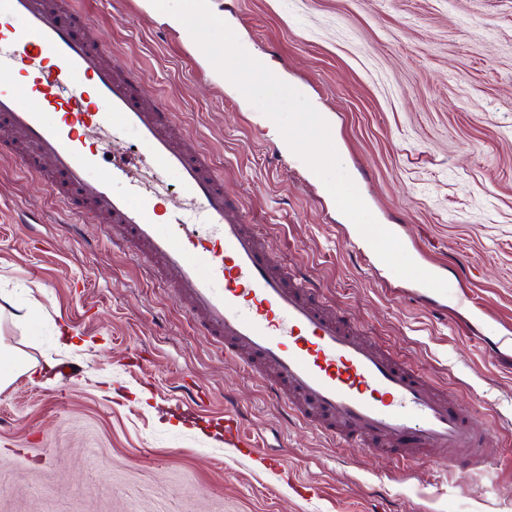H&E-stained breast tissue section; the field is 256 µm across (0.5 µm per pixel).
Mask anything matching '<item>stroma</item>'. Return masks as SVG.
I'll list each match as a JSON object with an SVG mask.
<instances>
[{
  "label": "stroma",
  "instance_id": "obj_1",
  "mask_svg": "<svg viewBox=\"0 0 512 512\" xmlns=\"http://www.w3.org/2000/svg\"><path fill=\"white\" fill-rule=\"evenodd\" d=\"M146 78L224 191L322 302L476 415L484 470L387 457L289 415L198 334L167 282L0 155V512H512V0H212L247 52L332 126L341 163L414 262L487 313L408 298L265 115L150 0H70ZM239 415L235 456L212 417ZM28 371L27 361L14 351L0 350V389L7 387L15 376Z\"/></svg>",
  "mask_w": 512,
  "mask_h": 512
}]
</instances>
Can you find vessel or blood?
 Returning a JSON list of instances; mask_svg holds the SVG:
<instances>
[{"label": "vessel or blood", "instance_id": "obj_1", "mask_svg": "<svg viewBox=\"0 0 512 512\" xmlns=\"http://www.w3.org/2000/svg\"><path fill=\"white\" fill-rule=\"evenodd\" d=\"M90 23L66 0H0V72L24 79L0 84V120L11 132L0 153L42 178L65 207L80 203L85 222L104 223L160 275H173V297L199 330L231 361L254 366L307 426L387 456L436 448L457 472L481 470L486 444L474 416L289 275L240 202L225 195L223 173L143 93L142 74L84 38ZM22 91L34 106L19 104ZM98 101L106 111L95 110ZM121 128L137 134L139 166L107 156L105 138ZM158 166L177 174L176 199L148 179ZM199 254L209 256V273L195 263Z\"/></svg>", "mask_w": 512, "mask_h": 512}]
</instances>
